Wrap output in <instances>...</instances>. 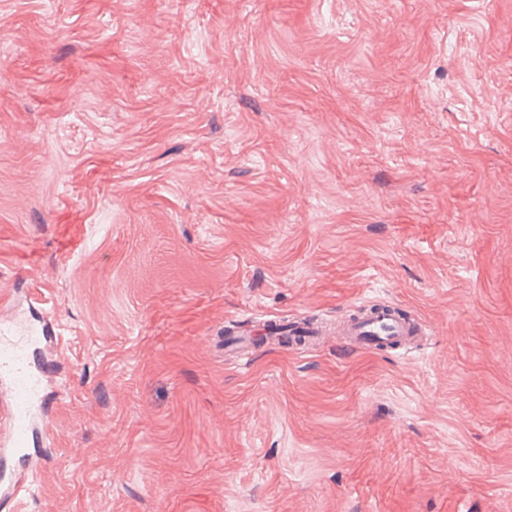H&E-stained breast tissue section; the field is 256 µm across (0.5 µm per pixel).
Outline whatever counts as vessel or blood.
Listing matches in <instances>:
<instances>
[{
    "instance_id": "1",
    "label": "vessel or blood",
    "mask_w": 512,
    "mask_h": 512,
    "mask_svg": "<svg viewBox=\"0 0 512 512\" xmlns=\"http://www.w3.org/2000/svg\"><path fill=\"white\" fill-rule=\"evenodd\" d=\"M52 330L47 317L0 327V457H12L16 463L13 479L0 483L2 501L17 499L39 468L33 445L49 425V405L56 394L52 364L36 362L34 354ZM336 332L350 347L367 351L387 344L406 346L431 330L386 306L368 318L344 319Z\"/></svg>"
}]
</instances>
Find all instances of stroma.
<instances>
[{"mask_svg": "<svg viewBox=\"0 0 512 512\" xmlns=\"http://www.w3.org/2000/svg\"><path fill=\"white\" fill-rule=\"evenodd\" d=\"M14 287L15 512H512V0H0ZM369 302L426 346L220 344ZM41 319L0 327V457L16 463L13 479L0 483L2 501L17 499L36 474L40 455L31 446L47 433L49 405L56 397L52 364L34 358L53 331L50 318Z\"/></svg>", "mask_w": 512, "mask_h": 512, "instance_id": "stroma-1", "label": "stroma"}]
</instances>
